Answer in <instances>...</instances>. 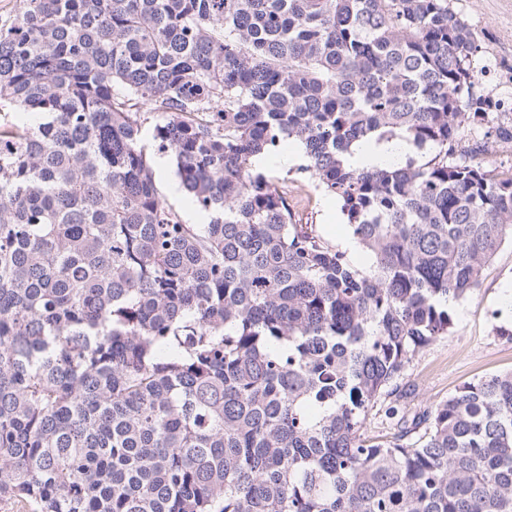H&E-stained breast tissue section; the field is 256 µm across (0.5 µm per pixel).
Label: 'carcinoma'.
I'll return each mask as SVG.
<instances>
[{"instance_id":"carcinoma-1","label":"carcinoma","mask_w":512,"mask_h":512,"mask_svg":"<svg viewBox=\"0 0 512 512\" xmlns=\"http://www.w3.org/2000/svg\"><path fill=\"white\" fill-rule=\"evenodd\" d=\"M478 52L448 0H24L0 26V497L512 512V371L399 408L512 242V176L460 146L497 108ZM291 138L369 272L253 165ZM387 145L430 159L347 162ZM160 156L208 223L163 204Z\"/></svg>"}]
</instances>
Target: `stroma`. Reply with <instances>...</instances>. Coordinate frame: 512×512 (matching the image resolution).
<instances>
[{
    "label": "stroma",
    "mask_w": 512,
    "mask_h": 512,
    "mask_svg": "<svg viewBox=\"0 0 512 512\" xmlns=\"http://www.w3.org/2000/svg\"><path fill=\"white\" fill-rule=\"evenodd\" d=\"M451 7L476 33L479 53L477 79L483 93L502 105L501 119L512 117V0H450ZM289 198L298 224L315 225L350 262L368 270L366 254L351 243V233L336 199L298 165L281 163L271 168ZM508 328L505 336L498 327ZM512 369V243L502 245L488 265L482 284L455 306L447 336L437 340L407 366L404 380L409 392L405 409L417 412L447 400L464 383Z\"/></svg>",
    "instance_id": "stroma-1"
}]
</instances>
